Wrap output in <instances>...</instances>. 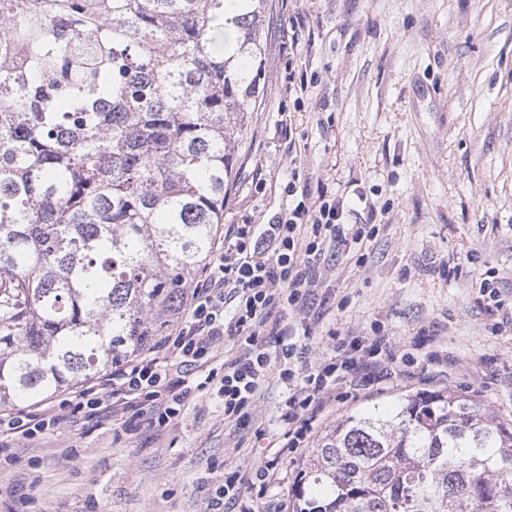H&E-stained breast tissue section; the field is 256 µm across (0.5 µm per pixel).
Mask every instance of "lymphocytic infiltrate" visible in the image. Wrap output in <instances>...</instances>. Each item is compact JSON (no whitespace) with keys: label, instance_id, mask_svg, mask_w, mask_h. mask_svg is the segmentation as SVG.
<instances>
[{"label":"lymphocytic infiltrate","instance_id":"1","mask_svg":"<svg viewBox=\"0 0 512 512\" xmlns=\"http://www.w3.org/2000/svg\"><path fill=\"white\" fill-rule=\"evenodd\" d=\"M283 219L256 233L253 225H238L224 238L196 280L190 301L173 335L148 353L121 363L96 384L51 405L49 411L18 410L0 414V455L10 456L17 441L42 438L49 427L94 419L102 410L138 408L158 424L180 416L192 390L191 370L203 367L214 347L232 339L239 356L224 364L220 391L224 417H241L256 402L271 373H278L288 394L279 409L281 432L270 442L274 458L258 466L255 477L264 482L274 474L275 458L307 443L328 403L344 390L383 381L395 357L383 335L354 336L337 343L330 358L298 365L303 341L313 333L300 315L325 281L321 267L337 252L371 239L366 224L345 229L343 200L297 194ZM274 337L268 349L266 337Z\"/></svg>","mask_w":512,"mask_h":512}]
</instances>
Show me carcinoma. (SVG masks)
Here are the masks:
<instances>
[{"mask_svg":"<svg viewBox=\"0 0 512 512\" xmlns=\"http://www.w3.org/2000/svg\"><path fill=\"white\" fill-rule=\"evenodd\" d=\"M267 0H0V407L169 336L256 106ZM293 512H512V422L448 389L351 415Z\"/></svg>","mask_w":512,"mask_h":512,"instance_id":"1","label":"carcinoma"}]
</instances>
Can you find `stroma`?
Listing matches in <instances>:
<instances>
[{
    "instance_id": "stroma-1",
    "label": "stroma",
    "mask_w": 512,
    "mask_h": 512,
    "mask_svg": "<svg viewBox=\"0 0 512 512\" xmlns=\"http://www.w3.org/2000/svg\"><path fill=\"white\" fill-rule=\"evenodd\" d=\"M268 3L260 94L235 135L221 230L276 223L294 174L311 194L345 198L347 223L370 218L379 232L363 261L337 257L306 359L378 327L399 358L381 386L331 401L315 437L423 389L512 420V325L492 332L479 292L493 274L512 293V0ZM291 77L304 80L302 99L288 96ZM219 387L160 427L108 412L20 442L0 458V512H204L228 480L257 512H292L306 449L281 457L269 485L251 482L283 385L270 378L237 421Z\"/></svg>"
}]
</instances>
